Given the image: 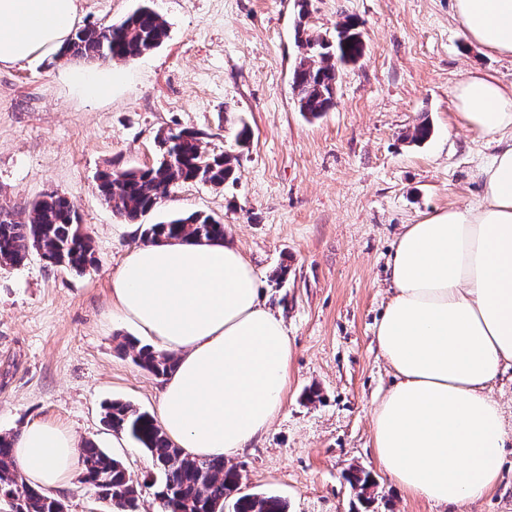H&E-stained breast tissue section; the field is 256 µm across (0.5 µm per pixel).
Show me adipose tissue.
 <instances>
[{"instance_id": "ef3b65f1", "label": "adipose tissue", "mask_w": 512, "mask_h": 512, "mask_svg": "<svg viewBox=\"0 0 512 512\" xmlns=\"http://www.w3.org/2000/svg\"><path fill=\"white\" fill-rule=\"evenodd\" d=\"M455 10L467 41L512 55V0H456ZM77 22L76 0H0V68L58 52ZM452 103L497 150L478 201L403 225L396 239L375 343L397 381L374 410L373 450L406 494L462 505L496 487L512 441L487 391L512 367V85L468 73ZM111 291L121 318L176 357L159 389V424L176 446L230 457L279 416L292 344L230 241L135 245ZM77 448L70 431L33 421L13 459L27 483L61 488Z\"/></svg>"}]
</instances>
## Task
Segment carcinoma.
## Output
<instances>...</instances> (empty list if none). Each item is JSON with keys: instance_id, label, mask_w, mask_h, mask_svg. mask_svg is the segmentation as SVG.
Returning a JSON list of instances; mask_svg holds the SVG:
<instances>
[{"instance_id": "obj_1", "label": "carcinoma", "mask_w": 512, "mask_h": 512, "mask_svg": "<svg viewBox=\"0 0 512 512\" xmlns=\"http://www.w3.org/2000/svg\"><path fill=\"white\" fill-rule=\"evenodd\" d=\"M297 37L304 53L292 70V87L298 109L318 118L335 105L336 85L343 67L358 61L364 51L359 22L346 18L336 27L333 41L308 33L305 19L310 0H295ZM166 21L144 7L120 24L106 29L83 28L74 33L63 54L108 59H135L163 43ZM208 133L193 128H170L157 137L158 161L145 168L102 171L97 190L112 213L127 223H138L175 186L199 182L221 187L235 180L239 155L233 150L208 153L203 140ZM143 240L211 241L224 238V225L213 216L193 212L166 222L147 224ZM37 251L50 266L83 273L93 263L90 236L79 229L70 201L58 193H48L31 206L27 221L17 223L0 208V264L19 265L29 252ZM124 351L134 352L133 360L156 376H165L175 366V356L138 345L125 338ZM104 420L113 432L125 434L151 456L160 476L156 499L161 512H224L232 502V512H287L286 502L273 494L242 492L241 476L222 459H200L175 447L153 415L119 400L106 408ZM13 437L0 435V496L12 499L11 512H57V498L21 479L12 456ZM83 482L96 488L112 503L115 512H138L140 483L124 464L89 442L82 450ZM346 480L367 503L368 490L375 486L371 473L352 468Z\"/></svg>"}]
</instances>
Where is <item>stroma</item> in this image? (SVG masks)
<instances>
[{
    "label": "stroma",
    "instance_id": "35a3bbf8",
    "mask_svg": "<svg viewBox=\"0 0 512 512\" xmlns=\"http://www.w3.org/2000/svg\"><path fill=\"white\" fill-rule=\"evenodd\" d=\"M142 1L77 0L78 24L109 26ZM146 1L168 36L137 59L96 62L112 73L106 96L80 93L70 60L0 69V206L23 222L44 193L65 194L95 259L82 275L35 252L0 265V434L40 420L95 442L140 479V512H159L149 454L103 421L115 399L157 414L161 380L120 349L134 330L111 314V280L142 237L101 200L96 177L156 163L157 136L172 127L205 131L208 151L232 149L243 121L252 137L236 182L179 185L145 218H219L288 330L282 411L225 461L243 492L276 493L288 512H512V443L498 485L448 507L406 495L372 452L373 411L394 382L374 343L389 255L403 225L479 199L477 173L496 147L461 128L452 88L473 70L512 84V55L467 42L455 0H310V31L333 36L350 16L364 42L340 73L335 106L311 119L291 85L303 52L294 0ZM425 118L432 137L408 143ZM283 262L291 272L279 286L272 272ZM352 468L372 473V507L345 480Z\"/></svg>",
    "mask_w": 512,
    "mask_h": 512
}]
</instances>
